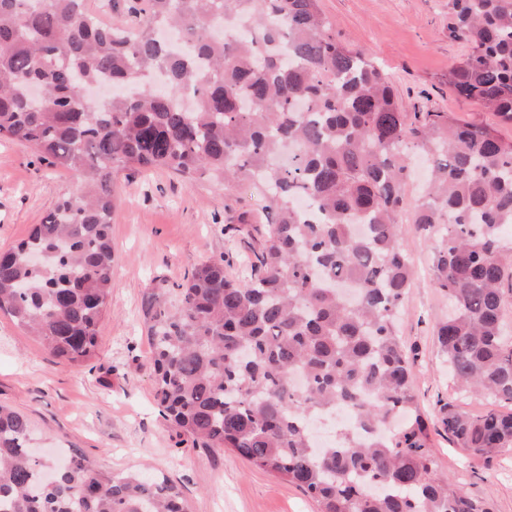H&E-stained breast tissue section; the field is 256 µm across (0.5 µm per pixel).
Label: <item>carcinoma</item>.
<instances>
[{
    "label": "carcinoma",
    "mask_w": 512,
    "mask_h": 512,
    "mask_svg": "<svg viewBox=\"0 0 512 512\" xmlns=\"http://www.w3.org/2000/svg\"><path fill=\"white\" fill-rule=\"evenodd\" d=\"M145 13L131 27L96 19L85 0H0V139L85 176L0 253V313L84 363L112 292L117 172L248 184L273 215L250 279L206 261L144 294L160 412L319 512H490L438 468L416 402L397 330L414 276L400 217L420 151L429 176L412 223L439 236L431 271L452 307L437 340L458 387L490 402L479 413L449 402L439 422L474 456L512 449V139L450 112H404L319 0H146ZM448 37L467 48L448 86L512 125V0H448ZM99 81L131 92L105 110L85 95ZM338 403L363 434L343 429L319 448L309 424ZM29 440L28 419L0 405V512H187L175 485L110 474L75 450L48 482Z\"/></svg>",
    "instance_id": "cac0c4a2"
}]
</instances>
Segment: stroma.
<instances>
[{"label":"stroma","mask_w":512,"mask_h":512,"mask_svg":"<svg viewBox=\"0 0 512 512\" xmlns=\"http://www.w3.org/2000/svg\"><path fill=\"white\" fill-rule=\"evenodd\" d=\"M337 39L367 51L393 77L408 112H451L498 126L448 86L449 67L466 52L448 36V0H320ZM80 173L42 165L17 140H0V251L27 239L63 194L77 192ZM112 216V294L95 358L80 369L59 363L35 337L0 313V403L25 415L37 448L77 450L109 473L140 470L168 478L190 512H317L298 487L269 476L236 453L199 448L177 435L153 398L147 329L140 303L148 289L174 287L198 263L223 259L248 280L263 224H242L260 211L259 195L168 170H123ZM401 246L415 276L401 308V338L414 361L420 406L438 417L439 402L477 413L486 401L453 389L435 326L448 297L432 282L434 231L401 217ZM439 467L469 497L493 512H512V450L477 458L442 428L432 431Z\"/></svg>","instance_id":"35a3bbf8"}]
</instances>
